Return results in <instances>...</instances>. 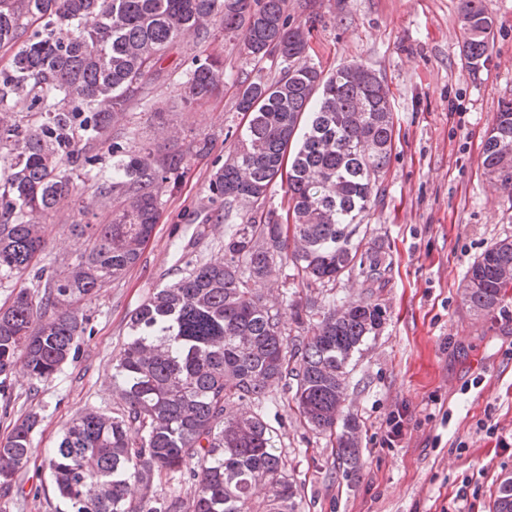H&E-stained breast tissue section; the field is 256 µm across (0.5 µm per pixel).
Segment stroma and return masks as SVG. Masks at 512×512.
Returning <instances> with one entry per match:
<instances>
[{
	"label": "stroma",
	"instance_id": "1",
	"mask_svg": "<svg viewBox=\"0 0 512 512\" xmlns=\"http://www.w3.org/2000/svg\"><path fill=\"white\" fill-rule=\"evenodd\" d=\"M482 5L494 41L474 72L461 57L464 0H286L290 24L311 30L312 63L330 73L357 61L383 78L395 130L380 179L383 199L364 219L363 241L383 245L389 280L377 288L355 271L336 283L337 292L371 297L387 311L347 380L346 409L361 425L358 470L336 463L325 436L299 424L280 384L267 391V420L301 487L299 512H488L499 477L512 473V299L478 314L462 296L470 264L494 242L512 239V191L481 166L494 117L512 100V0ZM240 41L214 26L206 40L174 48L163 72L150 75L131 100L126 125L111 130L159 158L186 152L188 166L163 184L160 218L138 263L85 305L90 332L79 339L76 359L34 399L23 367L13 369L8 395L0 397V442L28 411H38L42 422L35 452L13 481L9 512H60L44 454L84 407L123 408L110 373L130 314L196 262L221 260L225 239L244 218L225 214L223 200L209 191L232 146L226 134L241 120L239 82L274 75L246 62ZM195 56L224 63L223 91L201 106L180 96L182 72ZM202 138L211 141L210 154H190ZM86 212L103 224L112 210L94 180L81 177L71 202L48 221L51 258L74 259L66 227ZM255 289L280 308L306 294L289 263ZM395 410L404 414V436L389 448L383 438ZM489 426L495 434H486ZM461 489L463 501L456 497Z\"/></svg>",
	"mask_w": 512,
	"mask_h": 512
}]
</instances>
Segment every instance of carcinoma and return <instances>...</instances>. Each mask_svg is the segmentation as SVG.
Returning <instances> with one entry per match:
<instances>
[{"label":"carcinoma","mask_w":512,"mask_h":512,"mask_svg":"<svg viewBox=\"0 0 512 512\" xmlns=\"http://www.w3.org/2000/svg\"><path fill=\"white\" fill-rule=\"evenodd\" d=\"M286 0H0V288L27 274L0 307V394L18 357L33 384L47 382L74 358L88 318L81 306L139 261L159 217L158 189L184 174L186 156L127 150L113 138L111 168L91 153L167 52L202 40L210 25L245 26V60L279 70L240 82L236 111L247 117L237 143L209 184L224 215L247 207V219L224 242V259L196 264L155 289L128 323L112 357V388L125 407L78 412L46 459L67 512H298L300 490L277 434L249 409L274 383L292 393L299 423L329 437L337 459L359 465L360 424L345 412L350 365L379 335L386 310L369 298L349 300L336 281L359 268L386 281L381 246L360 251L357 227L381 201L379 180L393 148L389 89L367 66L350 62L332 74L306 62L309 33L290 25ZM463 57L476 71L493 43L481 0H466ZM224 85V64L192 58L182 99L209 100ZM25 103L21 125L7 98ZM512 100L496 113L482 154L485 173L512 187ZM94 173L99 195L119 201L106 224H71L73 262L58 268L46 222L67 203L77 172ZM285 187L280 218L264 202ZM317 295L291 300V317L315 321L310 336L286 332L281 309L248 288L276 263ZM464 300L479 313L512 296V240L503 239L464 275ZM40 415L30 411L0 444V498L33 452ZM489 512H512V473L501 477Z\"/></svg>","instance_id":"obj_1"}]
</instances>
